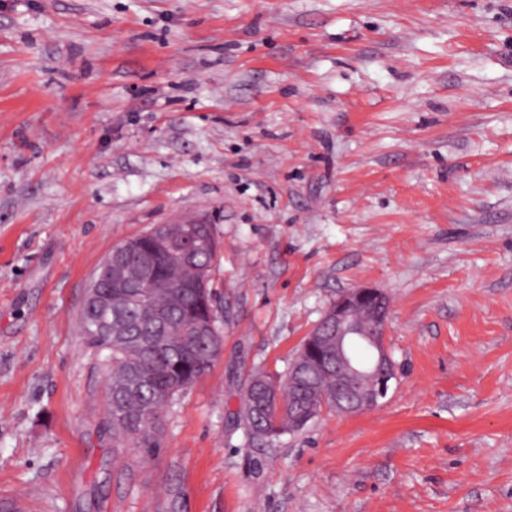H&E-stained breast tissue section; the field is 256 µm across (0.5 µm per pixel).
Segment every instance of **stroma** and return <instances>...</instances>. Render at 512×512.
<instances>
[{
    "label": "stroma",
    "instance_id": "obj_1",
    "mask_svg": "<svg viewBox=\"0 0 512 512\" xmlns=\"http://www.w3.org/2000/svg\"><path fill=\"white\" fill-rule=\"evenodd\" d=\"M215 225L224 348L113 453L90 278ZM382 290L373 410L246 438L345 291ZM28 512H512V0H0V499Z\"/></svg>",
    "mask_w": 512,
    "mask_h": 512
}]
</instances>
